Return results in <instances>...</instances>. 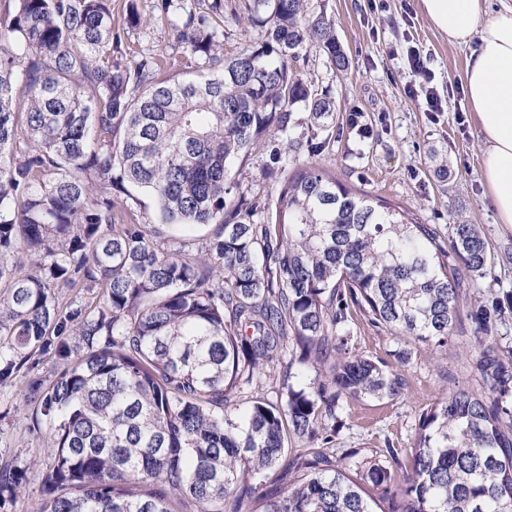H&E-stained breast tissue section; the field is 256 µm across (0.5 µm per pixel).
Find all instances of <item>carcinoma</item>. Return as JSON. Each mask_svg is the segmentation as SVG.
Masks as SVG:
<instances>
[{
  "instance_id": "1",
  "label": "carcinoma",
  "mask_w": 512,
  "mask_h": 512,
  "mask_svg": "<svg viewBox=\"0 0 512 512\" xmlns=\"http://www.w3.org/2000/svg\"><path fill=\"white\" fill-rule=\"evenodd\" d=\"M311 2L247 0L261 39L228 57L224 0H153L186 77L162 54L120 60L149 21L134 2L120 28L112 0H15L0 18V387L30 377L51 435L46 459L0 463V507L40 466L39 512H512L499 300L467 313L477 387L443 392L410 446L387 448L401 479L336 456L345 403L406 389L351 352L353 313L446 350L495 253L477 224L441 229L316 163L288 170L323 148L295 135L296 108L336 133L334 99L296 62L349 66ZM262 142L266 198L231 176ZM133 187L153 202L143 223ZM154 224L217 230L161 241ZM280 375L296 383L231 407Z\"/></svg>"
}]
</instances>
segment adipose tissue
<instances>
[{
	"instance_id": "adipose-tissue-1",
	"label": "adipose tissue",
	"mask_w": 512,
	"mask_h": 512,
	"mask_svg": "<svg viewBox=\"0 0 512 512\" xmlns=\"http://www.w3.org/2000/svg\"><path fill=\"white\" fill-rule=\"evenodd\" d=\"M449 40L477 37L466 63L470 105L486 144L483 179L498 223L512 226V5L487 14L483 0H421Z\"/></svg>"
}]
</instances>
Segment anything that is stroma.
Masks as SVG:
<instances>
[{
    "label": "stroma",
    "instance_id": "1",
    "mask_svg": "<svg viewBox=\"0 0 512 512\" xmlns=\"http://www.w3.org/2000/svg\"><path fill=\"white\" fill-rule=\"evenodd\" d=\"M316 10L334 22L347 52V70H331L326 57L312 51L297 71L313 90L335 98L336 137L318 155L325 169L352 188L403 206L422 223L443 228L466 222L484 230L495 249L496 266L472 290L468 307L512 295V227L498 223L485 198L482 161L486 146L464 87L465 65L477 39L453 42L437 31L421 0H313ZM127 58L161 52L178 58L165 20L127 40ZM416 47L427 69L412 70L408 47ZM432 83L442 100L440 111H428L422 89ZM369 134H362L361 126ZM448 165L447 179L435 173L438 161ZM352 353L387 360L408 388L395 399L364 398L348 403L336 436V451L356 460H387L388 448L403 449L418 430L419 416L454 382L474 383L473 362L460 344L430 356L426 348H408L390 331L354 314L350 323ZM407 351L399 363L395 351ZM27 378L0 393V461L20 467L45 457L49 437L34 403Z\"/></svg>",
    "mask_w": 512,
    "mask_h": 512
}]
</instances>
